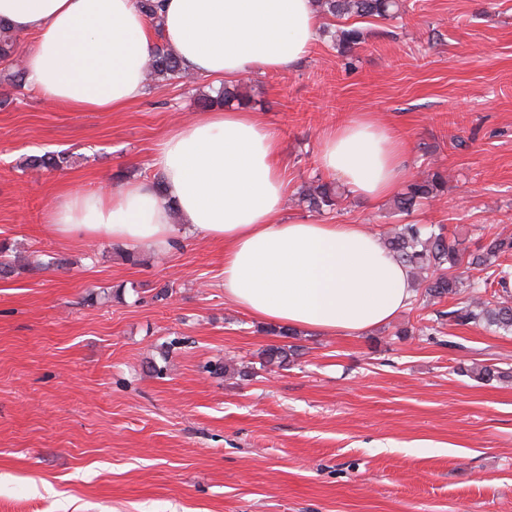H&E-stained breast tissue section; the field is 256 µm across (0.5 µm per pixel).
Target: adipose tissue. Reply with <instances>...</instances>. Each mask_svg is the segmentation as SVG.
I'll list each match as a JSON object with an SVG mask.
<instances>
[{"label": "adipose tissue", "instance_id": "obj_1", "mask_svg": "<svg viewBox=\"0 0 512 512\" xmlns=\"http://www.w3.org/2000/svg\"><path fill=\"white\" fill-rule=\"evenodd\" d=\"M162 26L135 0H0V21L34 36L32 88L72 109L119 111L149 91L146 63L163 38L187 74L208 79L279 73L320 33L313 0H165ZM403 140L369 116L322 137L319 166L365 201L401 183ZM163 184L62 192L49 228L66 239L107 237L163 251L199 237L224 249V298L256 319L325 335H361L414 297L407 267L359 224L284 214L278 137L258 113H199L159 143Z\"/></svg>", "mask_w": 512, "mask_h": 512}]
</instances>
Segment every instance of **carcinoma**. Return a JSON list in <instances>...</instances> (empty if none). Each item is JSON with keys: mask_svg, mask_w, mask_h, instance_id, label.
Returning a JSON list of instances; mask_svg holds the SVG:
<instances>
[{"mask_svg": "<svg viewBox=\"0 0 512 512\" xmlns=\"http://www.w3.org/2000/svg\"><path fill=\"white\" fill-rule=\"evenodd\" d=\"M316 12L325 17L339 19H396L406 12L405 0H313ZM340 57L351 64L357 49L365 43L363 29L350 26L325 30ZM16 37L9 26L0 22V61H9L15 53ZM149 78L154 82L170 81L183 77L178 60L163 46L154 48L148 63ZM242 102L237 86H222L216 95L199 99L203 107ZM68 163L64 153H44L25 159L23 167L39 170H57ZM447 177L435 171L427 178L410 182L405 191L393 201L394 209L410 214L425 200L442 194ZM341 192L331 182L317 178L302 186L298 202L315 213H330L338 209ZM392 255L410 269L415 288L423 296L436 300L452 299L468 292V300L461 306L448 309V322L457 326L475 325L494 327L512 333V237H493L474 251L460 247L456 239L450 240L443 233L429 231L419 224H403L387 239ZM478 270L483 276L473 278L470 271ZM299 356L295 344L272 345L264 350L262 368L288 366ZM457 372L471 374L483 381L509 382L512 370L494 364L481 367L458 366ZM217 376L248 377L251 372L238 368L233 360L211 367Z\"/></svg>", "mask_w": 512, "mask_h": 512, "instance_id": "1", "label": "carcinoma"}]
</instances>
